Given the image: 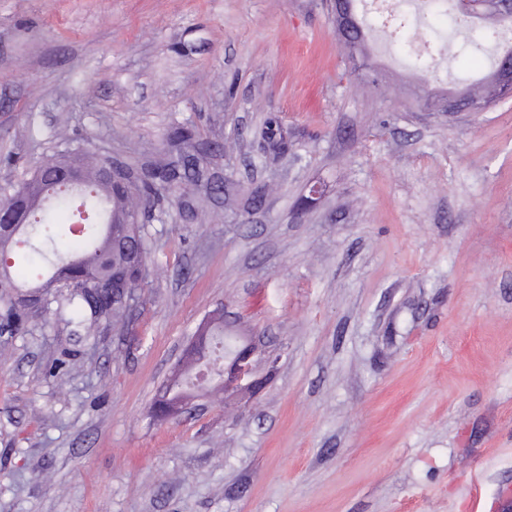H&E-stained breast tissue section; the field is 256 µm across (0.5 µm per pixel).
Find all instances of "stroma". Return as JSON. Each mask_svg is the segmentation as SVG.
<instances>
[{"label":"stroma","instance_id":"stroma-1","mask_svg":"<svg viewBox=\"0 0 512 512\" xmlns=\"http://www.w3.org/2000/svg\"><path fill=\"white\" fill-rule=\"evenodd\" d=\"M330 0H0V187L83 147L132 178L196 130L213 194L146 211V288L85 335L0 331V512H512V98L439 85ZM422 41L441 74L493 71ZM379 73L388 94H360ZM223 309L252 395L150 408Z\"/></svg>","mask_w":512,"mask_h":512}]
</instances>
